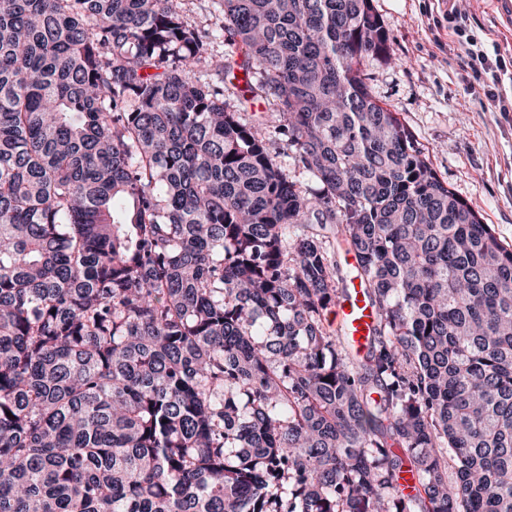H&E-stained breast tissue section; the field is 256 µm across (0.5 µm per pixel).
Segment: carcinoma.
Instances as JSON below:
<instances>
[{
  "mask_svg": "<svg viewBox=\"0 0 512 512\" xmlns=\"http://www.w3.org/2000/svg\"><path fill=\"white\" fill-rule=\"evenodd\" d=\"M219 5L221 53L0 0V512H512V249L372 93L373 0ZM346 288V295L336 305V322L344 328L353 348L362 351L372 336L375 309L367 300L359 277H351Z\"/></svg>",
  "mask_w": 512,
  "mask_h": 512,
  "instance_id": "cac0c4a2",
  "label": "carcinoma"
}]
</instances>
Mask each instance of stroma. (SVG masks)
I'll return each instance as SVG.
<instances>
[{
	"label": "stroma",
	"mask_w": 512,
	"mask_h": 512,
	"mask_svg": "<svg viewBox=\"0 0 512 512\" xmlns=\"http://www.w3.org/2000/svg\"><path fill=\"white\" fill-rule=\"evenodd\" d=\"M399 65L372 59L367 82L427 152L438 176L512 247V112H494L487 89L512 96V70L498 83L457 64L463 48L448 24V0H373ZM475 38L512 41L496 0H465Z\"/></svg>",
	"instance_id": "35a3bbf8"
}]
</instances>
